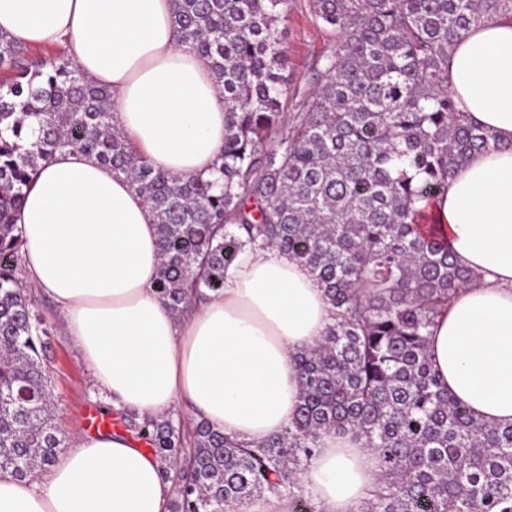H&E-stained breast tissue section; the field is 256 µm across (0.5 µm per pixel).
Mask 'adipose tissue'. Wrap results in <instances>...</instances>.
I'll return each mask as SVG.
<instances>
[{"label": "adipose tissue", "instance_id": "obj_1", "mask_svg": "<svg viewBox=\"0 0 512 512\" xmlns=\"http://www.w3.org/2000/svg\"><path fill=\"white\" fill-rule=\"evenodd\" d=\"M174 0H0V34L63 47L112 94L114 122L152 166L212 180L224 89L183 43ZM449 90L496 138L434 203L455 261L477 275L434 319L429 350L454 398L512 426V20L453 49ZM16 222L35 294L50 296L98 392L154 417L189 402L224 434L260 442L294 418L291 359L324 336L332 307L310 272L274 250L244 252L221 292L184 316L160 301L156 221L123 174L78 150L43 162ZM318 512H357L379 482L363 439L324 434L301 475ZM172 484L124 433L80 437L39 479L0 473V512H168Z\"/></svg>", "mask_w": 512, "mask_h": 512}]
</instances>
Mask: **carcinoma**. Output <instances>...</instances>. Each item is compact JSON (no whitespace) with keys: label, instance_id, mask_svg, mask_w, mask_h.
<instances>
[{"label":"carcinoma","instance_id":"cac0c4a2","mask_svg":"<svg viewBox=\"0 0 512 512\" xmlns=\"http://www.w3.org/2000/svg\"><path fill=\"white\" fill-rule=\"evenodd\" d=\"M287 4L175 0L180 37L224 85L213 181L136 157L108 90L64 54L0 36V471L28 479L67 447L47 324L18 277L15 220L41 162L78 149L125 174L156 218V292L173 314L224 288L247 248L305 266L334 310L325 335L293 359L300 401L284 431L252 445L176 411L127 414L166 464L169 512H230L265 495L317 512L299 474L331 431L364 439L378 458L381 481L362 512H512V427L455 401L429 353L434 318L474 278L430 206L492 139L448 92L451 53L471 29L512 17V0H310L335 48L290 113Z\"/></svg>","mask_w":512,"mask_h":512}]
</instances>
